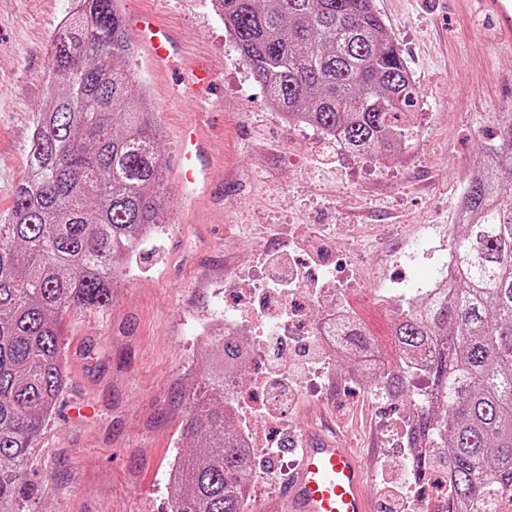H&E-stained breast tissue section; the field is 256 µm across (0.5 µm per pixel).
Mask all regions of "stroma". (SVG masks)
I'll return each mask as SVG.
<instances>
[{"label": "stroma", "mask_w": 512, "mask_h": 512, "mask_svg": "<svg viewBox=\"0 0 512 512\" xmlns=\"http://www.w3.org/2000/svg\"><path fill=\"white\" fill-rule=\"evenodd\" d=\"M416 85L411 143L396 159L348 154L314 167L320 133L282 122L241 61L209 0H118L121 12L151 9L173 25L191 57L209 62L218 81L206 132L216 146L212 191L193 215L180 213L173 168L164 224L127 259V276L109 306L78 310L62 323L67 387L31 455L32 494L24 512H170L168 477L188 456L184 395L210 372L209 342L196 323L224 328V287H244L258 257L290 251L309 275L361 282L362 318L382 359L395 357L390 316L371 297L386 286L415 288L443 269L452 248L462 178L499 114L512 112V55L498 53L455 0H374ZM74 0H0V218L27 169L45 101L50 46ZM130 65L146 92L170 153L189 104L170 99L144 49ZM337 361L319 372L318 395H302L278 434L296 463L305 430L340 432L365 465L364 490L383 512L386 464L401 474L410 500L435 495L399 452L408 403L384 397L370 377L353 378ZM89 406L72 418L71 402Z\"/></svg>", "instance_id": "1"}]
</instances>
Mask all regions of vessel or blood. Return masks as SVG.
Here are the masks:
<instances>
[{
	"label": "vessel or blood",
	"mask_w": 512,
	"mask_h": 512,
	"mask_svg": "<svg viewBox=\"0 0 512 512\" xmlns=\"http://www.w3.org/2000/svg\"><path fill=\"white\" fill-rule=\"evenodd\" d=\"M473 14L491 24V40L500 48L512 49V0H464ZM133 30L161 68L172 67L183 58L186 44L174 27L154 13L139 11L126 15ZM217 76L200 68L182 76L174 87L184 101H195L199 90ZM213 149L196 125L184 126L179 134L173 163L179 175V201L189 211L210 189ZM365 471L356 449L343 439L316 430L305 434L299 465L283 490L286 512H372L364 492Z\"/></svg>",
	"instance_id": "obj_1"
}]
</instances>
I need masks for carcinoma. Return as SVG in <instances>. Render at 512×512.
<instances>
[{"instance_id":"carcinoma-1","label":"carcinoma","mask_w":512,"mask_h":512,"mask_svg":"<svg viewBox=\"0 0 512 512\" xmlns=\"http://www.w3.org/2000/svg\"><path fill=\"white\" fill-rule=\"evenodd\" d=\"M55 34L28 168L0 222V512H23L29 461L67 383L60 327L107 306L124 257L163 223V157L135 45L116 0H76ZM239 56L277 111L355 156L406 148L416 87L373 0H212ZM480 144L463 195L448 283L395 315L396 363L378 384L434 434L448 474L445 512H512V113ZM217 344L214 396L187 398L197 440L176 468L172 512H245L254 458L231 424Z\"/></svg>"}]
</instances>
